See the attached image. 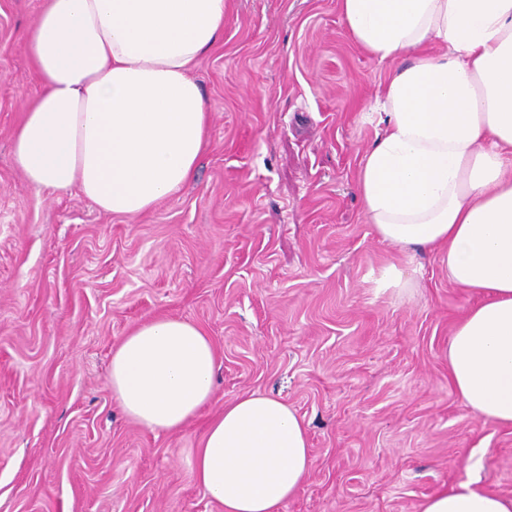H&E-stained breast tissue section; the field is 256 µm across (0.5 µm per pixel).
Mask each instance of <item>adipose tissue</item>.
Instances as JSON below:
<instances>
[{"mask_svg":"<svg viewBox=\"0 0 512 512\" xmlns=\"http://www.w3.org/2000/svg\"><path fill=\"white\" fill-rule=\"evenodd\" d=\"M349 33L395 61L381 130L357 172L365 217L401 249L437 252L477 295L444 350L457 398L512 425V0H340ZM224 35V0H46L26 40L41 91L12 157L26 182L78 189L134 217L193 178L209 111L192 67ZM217 358L194 324L157 318L112 352V394L141 425L175 431L214 399ZM313 465L285 401L225 403L194 456L224 512H281ZM422 512H512V498L460 485Z\"/></svg>","mask_w":512,"mask_h":512,"instance_id":"obj_1","label":"adipose tissue"}]
</instances>
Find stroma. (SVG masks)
<instances>
[{
  "label": "stroma",
  "mask_w": 512,
  "mask_h": 512,
  "mask_svg": "<svg viewBox=\"0 0 512 512\" xmlns=\"http://www.w3.org/2000/svg\"><path fill=\"white\" fill-rule=\"evenodd\" d=\"M42 6L0 0V512H222L194 453L251 392L307 428L314 463L281 512H419L463 483L512 497V425L462 404L441 355L475 296L366 222L356 172L394 65L358 48L338 0H226L191 72L210 112L198 170L136 217L12 162ZM391 265L411 288H377ZM159 317L199 327L219 362L213 404L175 432L127 417L109 378Z\"/></svg>",
  "instance_id": "obj_1"
}]
</instances>
